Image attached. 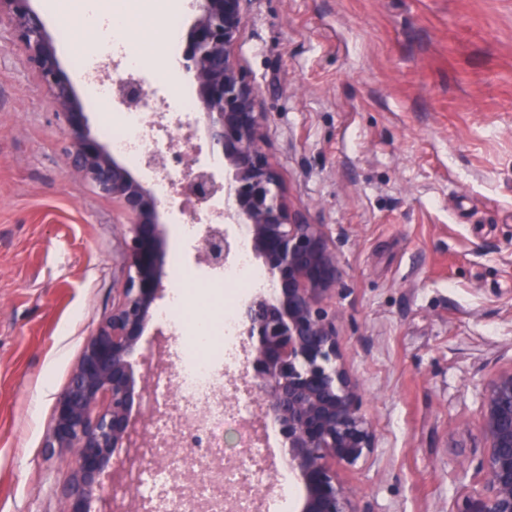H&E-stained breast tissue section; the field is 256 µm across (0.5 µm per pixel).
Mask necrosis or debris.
I'll return each instance as SVG.
<instances>
[{
    "label": "necrosis or debris",
    "instance_id": "4bbe7bcc",
    "mask_svg": "<svg viewBox=\"0 0 512 512\" xmlns=\"http://www.w3.org/2000/svg\"><path fill=\"white\" fill-rule=\"evenodd\" d=\"M159 107L186 118L195 110L189 100L160 94L158 102L148 101L139 110L123 113L110 134L113 150L135 163L154 152L155 110ZM264 278L251 254L243 251L223 273L193 281L194 287L207 294L209 303L191 321L190 337L182 345L171 372L155 378L149 392L154 406H168L175 398L183 404V413L157 420L154 425L161 435L178 436L182 450L166 452L164 461L158 463L154 460L155 449H148L134 480L142 496L155 500L156 512H196L195 503L208 498L212 490L208 477H201L182 494L168 496L164 490L188 467L198 466L208 454L221 452L226 431H236L245 453L234 467L224 470L223 484L232 486L254 466L259 448L247 421L256 404L245 395L231 408L226 405L224 394L230 373L243 367L237 301Z\"/></svg>",
    "mask_w": 512,
    "mask_h": 512
}]
</instances>
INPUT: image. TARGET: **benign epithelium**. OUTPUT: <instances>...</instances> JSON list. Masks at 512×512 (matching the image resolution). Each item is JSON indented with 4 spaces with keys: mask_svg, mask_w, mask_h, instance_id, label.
<instances>
[{
    "mask_svg": "<svg viewBox=\"0 0 512 512\" xmlns=\"http://www.w3.org/2000/svg\"><path fill=\"white\" fill-rule=\"evenodd\" d=\"M32 0H0V26L23 48L37 79L71 131L63 156L102 197L119 208L125 279L111 312L86 342L67 385L57 394L46 454L70 453L74 469L60 489L63 512H87L98 495V512H134L136 500L112 498L104 478L132 484L137 448L162 444L133 413L161 370L143 336L164 291L165 215L172 202L160 198L112 156L83 126V108L61 69L51 36ZM248 0H194L197 17L182 53L207 118L219 169L198 166L183 193L206 210L224 195V218L205 225L196 246L199 258L221 271L236 256L237 227L246 224L252 251L272 288L256 294L239 315L240 335L253 375L243 381L263 400L261 417L277 422L288 441L289 469L303 487L299 512H360L339 472L366 464L376 450L371 423L361 409L358 382L343 361L336 332V308L327 299L346 287L341 261L327 225L287 203L271 162L263 129L269 114L258 111L254 87L235 57ZM114 100L127 110L143 100L131 76L115 75ZM140 352L142 385L130 361ZM480 456L471 459L472 480L453 512H512V363L494 371L478 394ZM242 480L207 508L233 512L249 495Z\"/></svg>",
    "mask_w": 512,
    "mask_h": 512,
    "instance_id": "1",
    "label": "benign epithelium"
}]
</instances>
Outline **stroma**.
I'll return each instance as SVG.
<instances>
[{"instance_id":"obj_1","label":"stroma","mask_w":512,"mask_h":512,"mask_svg":"<svg viewBox=\"0 0 512 512\" xmlns=\"http://www.w3.org/2000/svg\"><path fill=\"white\" fill-rule=\"evenodd\" d=\"M34 0L61 68L107 141L123 109L90 95L77 42ZM236 59L270 113L264 136L290 201L328 225L347 285L329 297L376 451L341 471L361 512H453L483 379L512 362V0H249ZM69 137L23 49L0 31V512H60L71 457L46 458L57 393L112 309L123 225L61 153ZM165 284L207 274L184 198ZM279 495L286 440L256 421Z\"/></svg>"}]
</instances>
